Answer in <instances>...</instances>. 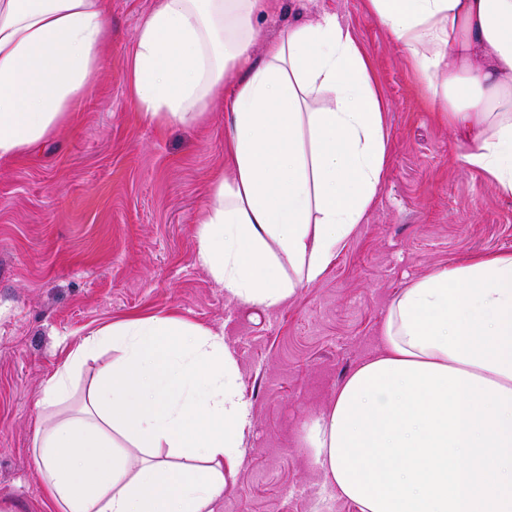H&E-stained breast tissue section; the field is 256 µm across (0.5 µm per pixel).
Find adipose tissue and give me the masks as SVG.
I'll use <instances>...</instances> for the list:
<instances>
[{"instance_id": "obj_1", "label": "adipose tissue", "mask_w": 512, "mask_h": 512, "mask_svg": "<svg viewBox=\"0 0 512 512\" xmlns=\"http://www.w3.org/2000/svg\"><path fill=\"white\" fill-rule=\"evenodd\" d=\"M367 3L449 124L473 142L467 163L512 196V0ZM267 6L157 0L138 29L129 93L157 124L201 121L223 100L228 171L214 176L200 214L196 260L227 296L273 310L318 281L362 222L387 138L350 29L324 12L288 26L257 56L256 21ZM109 24L102 0H0V162L69 123ZM382 341L383 359L462 370L512 392V253L407 288ZM104 345L118 362L72 405L75 372ZM36 406L47 413L34 448L53 512H214L244 455L249 408L233 355L218 334L172 318L87 336Z\"/></svg>"}]
</instances>
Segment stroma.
<instances>
[{
	"label": "stroma",
	"mask_w": 512,
	"mask_h": 512,
	"mask_svg": "<svg viewBox=\"0 0 512 512\" xmlns=\"http://www.w3.org/2000/svg\"><path fill=\"white\" fill-rule=\"evenodd\" d=\"M155 0H104L111 25L67 126L0 163V512H49L32 452L37 394L77 341L151 316L223 333L251 406L246 454L216 512H358L305 440L345 377L382 352L397 295L439 269L512 253V197L465 160L410 56L367 0H270L260 40L336 14L367 57L388 139L362 224L318 281L266 311L228 299L196 261L198 215L224 168L222 102L159 126L128 92L138 26Z\"/></svg>",
	"instance_id": "35a3bbf8"
}]
</instances>
